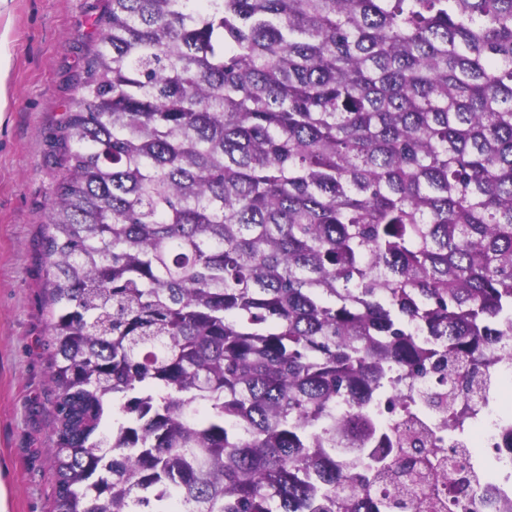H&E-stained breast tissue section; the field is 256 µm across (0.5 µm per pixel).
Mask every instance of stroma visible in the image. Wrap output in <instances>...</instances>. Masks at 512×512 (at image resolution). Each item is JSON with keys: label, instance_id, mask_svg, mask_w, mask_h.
<instances>
[{"label": "stroma", "instance_id": "35a3bbf8", "mask_svg": "<svg viewBox=\"0 0 512 512\" xmlns=\"http://www.w3.org/2000/svg\"><path fill=\"white\" fill-rule=\"evenodd\" d=\"M106 0H0V470L9 512L55 494L46 259L61 126Z\"/></svg>", "mask_w": 512, "mask_h": 512}]
</instances>
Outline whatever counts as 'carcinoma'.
Wrapping results in <instances>:
<instances>
[{
    "label": "carcinoma",
    "mask_w": 512,
    "mask_h": 512,
    "mask_svg": "<svg viewBox=\"0 0 512 512\" xmlns=\"http://www.w3.org/2000/svg\"><path fill=\"white\" fill-rule=\"evenodd\" d=\"M98 24L43 236L52 512L402 508L371 496L402 461L336 455L396 369L473 379L512 336V0Z\"/></svg>",
    "instance_id": "obj_1"
}]
</instances>
